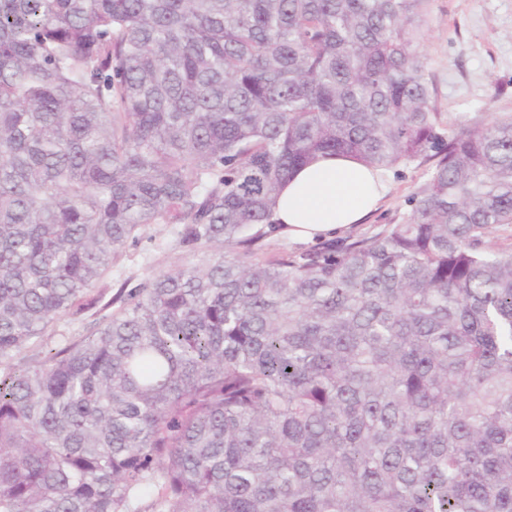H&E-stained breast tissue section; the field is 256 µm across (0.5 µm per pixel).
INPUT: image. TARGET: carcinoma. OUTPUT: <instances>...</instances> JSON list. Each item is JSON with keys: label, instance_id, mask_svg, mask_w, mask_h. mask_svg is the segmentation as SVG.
Listing matches in <instances>:
<instances>
[{"label": "carcinoma", "instance_id": "cac0c4a2", "mask_svg": "<svg viewBox=\"0 0 512 512\" xmlns=\"http://www.w3.org/2000/svg\"><path fill=\"white\" fill-rule=\"evenodd\" d=\"M427 2L0 0V512H512V116L445 129ZM320 154L435 164L258 257ZM151 224L191 260L20 365Z\"/></svg>", "mask_w": 512, "mask_h": 512}]
</instances>
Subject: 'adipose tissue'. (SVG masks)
Returning a JSON list of instances; mask_svg holds the SVG:
<instances>
[{
  "label": "adipose tissue",
  "instance_id": "adipose-tissue-1",
  "mask_svg": "<svg viewBox=\"0 0 512 512\" xmlns=\"http://www.w3.org/2000/svg\"><path fill=\"white\" fill-rule=\"evenodd\" d=\"M388 192L383 177L343 155L320 157L284 184L272 220L292 239L313 243L361 223Z\"/></svg>",
  "mask_w": 512,
  "mask_h": 512
}]
</instances>
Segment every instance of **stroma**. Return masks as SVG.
Listing matches in <instances>:
<instances>
[{"mask_svg":"<svg viewBox=\"0 0 512 512\" xmlns=\"http://www.w3.org/2000/svg\"><path fill=\"white\" fill-rule=\"evenodd\" d=\"M420 52L433 85V104L444 125H481L512 115V0H430ZM430 165L417 160L384 171L389 191L377 211L340 235L350 242L370 236L384 225L400 222ZM171 224L147 227L138 242L128 244L121 259L98 284L112 298L124 282L139 283L152 274L186 262ZM95 312L60 317L49 336L29 345L22 359L43 358L52 349L85 336Z\"/></svg>","mask_w":512,"mask_h":512,"instance_id":"obj_1","label":"stroma"}]
</instances>
